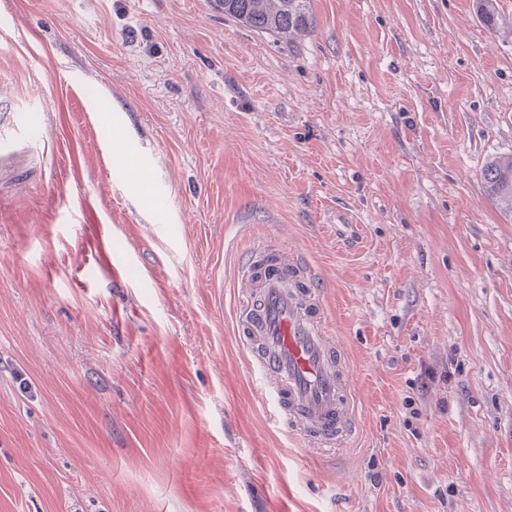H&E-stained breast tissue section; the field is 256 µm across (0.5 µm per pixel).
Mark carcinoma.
Returning <instances> with one entry per match:
<instances>
[{
  "label": "carcinoma",
  "mask_w": 512,
  "mask_h": 512,
  "mask_svg": "<svg viewBox=\"0 0 512 512\" xmlns=\"http://www.w3.org/2000/svg\"><path fill=\"white\" fill-rule=\"evenodd\" d=\"M216 4L225 17L290 44L314 26L311 0H216ZM476 7L484 25L497 29L499 16L493 0H476ZM482 177L490 200L505 218L512 220V156L488 161Z\"/></svg>",
  "instance_id": "obj_1"
}]
</instances>
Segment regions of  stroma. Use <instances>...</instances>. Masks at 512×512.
I'll return each instance as SVG.
<instances>
[{"instance_id":"obj_1","label":"stroma","mask_w":512,"mask_h":512,"mask_svg":"<svg viewBox=\"0 0 512 512\" xmlns=\"http://www.w3.org/2000/svg\"><path fill=\"white\" fill-rule=\"evenodd\" d=\"M0 0V512H512V31L474 0ZM139 171L143 187L129 188ZM98 223L81 221L83 210ZM307 258L358 433L275 428L239 237ZM227 18L293 44L314 26L311 0H215ZM490 200L500 213L512 220V156L488 161L482 170Z\"/></svg>"}]
</instances>
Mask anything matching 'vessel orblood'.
<instances>
[{
    "label": "vessel or blood",
    "instance_id": "obj_1",
    "mask_svg": "<svg viewBox=\"0 0 512 512\" xmlns=\"http://www.w3.org/2000/svg\"><path fill=\"white\" fill-rule=\"evenodd\" d=\"M247 253L237 269L248 293L236 322L273 422L318 452L347 447L356 433L354 395L309 268L295 252L265 242Z\"/></svg>",
    "mask_w": 512,
    "mask_h": 512
}]
</instances>
